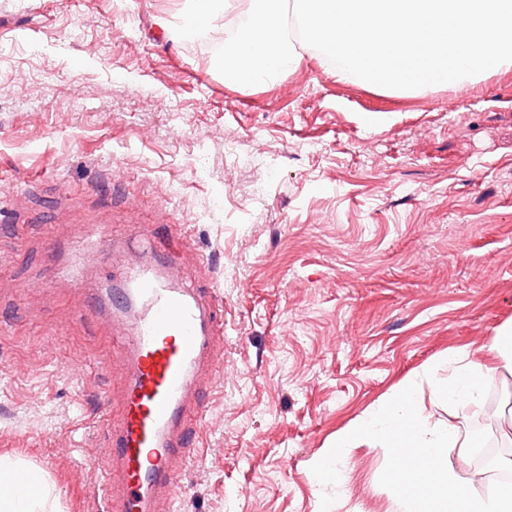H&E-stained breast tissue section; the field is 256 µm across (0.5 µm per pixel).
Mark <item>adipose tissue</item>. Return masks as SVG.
Instances as JSON below:
<instances>
[{
  "label": "adipose tissue",
  "instance_id": "obj_1",
  "mask_svg": "<svg viewBox=\"0 0 512 512\" xmlns=\"http://www.w3.org/2000/svg\"><path fill=\"white\" fill-rule=\"evenodd\" d=\"M497 377H512V324L479 349L449 352L448 379L434 390L448 405L449 421L422 414L409 381L338 433L327 450L338 458L362 446L393 449L387 480L399 512H512V487L485 495L475 489L465 464L476 440L460 433L461 421L482 410L486 382Z\"/></svg>",
  "mask_w": 512,
  "mask_h": 512
}]
</instances>
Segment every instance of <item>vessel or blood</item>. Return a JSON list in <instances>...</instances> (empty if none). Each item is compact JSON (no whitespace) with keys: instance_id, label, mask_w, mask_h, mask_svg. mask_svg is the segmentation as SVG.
Segmentation results:
<instances>
[{"instance_id":"vessel-or-blood-1","label":"vessel or blood","mask_w":512,"mask_h":512,"mask_svg":"<svg viewBox=\"0 0 512 512\" xmlns=\"http://www.w3.org/2000/svg\"><path fill=\"white\" fill-rule=\"evenodd\" d=\"M121 287L131 312L117 342L129 367L119 412L103 423L118 468L105 470L101 485L111 512H171L204 413L188 398L201 364H221L224 342L200 290L172 286L150 267Z\"/></svg>"}]
</instances>
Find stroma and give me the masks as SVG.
<instances>
[{
  "mask_svg": "<svg viewBox=\"0 0 512 512\" xmlns=\"http://www.w3.org/2000/svg\"><path fill=\"white\" fill-rule=\"evenodd\" d=\"M184 5L0 0V455L45 478L55 512H108L93 412L119 399L121 324L74 312L147 253L150 224L147 254L213 289L224 321L176 512H396L390 449L354 450L341 498L314 467L406 380L446 417L431 384L449 350L512 321V68L415 92L307 48L275 84L239 86L214 52L236 17L184 40Z\"/></svg>",
  "mask_w": 512,
  "mask_h": 512,
  "instance_id": "obj_1",
  "label": "stroma"
}]
</instances>
